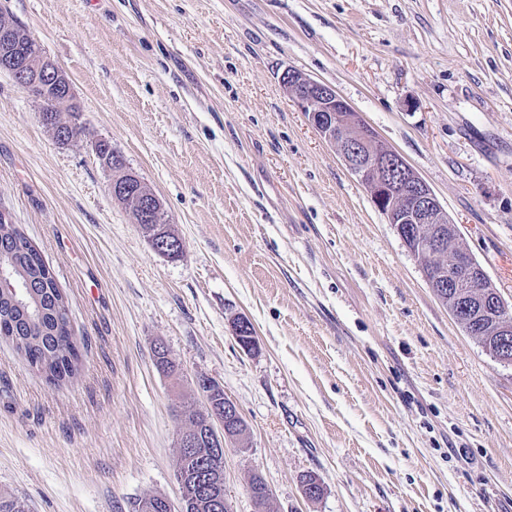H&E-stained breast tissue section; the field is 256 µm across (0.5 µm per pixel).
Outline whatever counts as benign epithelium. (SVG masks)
Instances as JSON below:
<instances>
[{
	"label": "benign epithelium",
	"mask_w": 512,
	"mask_h": 512,
	"mask_svg": "<svg viewBox=\"0 0 512 512\" xmlns=\"http://www.w3.org/2000/svg\"><path fill=\"white\" fill-rule=\"evenodd\" d=\"M17 81L21 86L28 83L52 88L65 104L73 95L67 76L50 58L28 61L25 69L17 73ZM283 83L310 125L336 146L348 171L363 183L372 201L384 209L388 223L396 226L410 252L433 257L447 253L446 232L455 226L418 173L377 136L334 87L292 70L284 74ZM427 281L432 289H456L460 303L451 314L465 327L483 320L494 308H507L482 266L464 249ZM238 416L236 405L226 399L224 406L210 408L209 426L222 425Z\"/></svg>",
	"instance_id": "7a95c632"
}]
</instances>
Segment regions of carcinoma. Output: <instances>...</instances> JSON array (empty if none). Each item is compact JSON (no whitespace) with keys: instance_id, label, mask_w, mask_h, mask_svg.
<instances>
[{"instance_id":"obj_1","label":"carcinoma","mask_w":512,"mask_h":512,"mask_svg":"<svg viewBox=\"0 0 512 512\" xmlns=\"http://www.w3.org/2000/svg\"><path fill=\"white\" fill-rule=\"evenodd\" d=\"M10 50L15 64L21 66L33 52H41L43 48L24 26L17 23L10 40ZM25 92L38 102L42 124L50 129L56 127L60 123V113L55 111V98L42 93L37 86H30ZM66 111L72 117L65 126L66 135L56 136V140L63 144L81 134V126L74 122L79 108L70 104ZM101 154L107 164L119 173V182L129 184L135 190L147 189L138 176L124 171L123 159L112 151L111 145L102 143ZM142 228L150 241L173 234L162 212L153 220L142 223ZM0 242L10 243L12 248L8 256L0 254V265L11 264L15 268L14 275L24 281L28 298L39 304L37 309H26L0 292V336L15 342L29 365L36 367L49 380L59 382L73 377L78 371V349L70 330L66 296L58 288L52 271L37 249L16 225L0 221ZM181 418L193 426L195 439L194 453L179 462L180 475L188 488L183 512H215L214 501L224 495V462H217L212 465L210 474H204L200 462L213 460L212 439L204 426V413L188 403L183 406ZM250 491L257 507L263 509L268 505L270 490L260 475H252ZM0 512H26V508L18 497L0 491ZM134 512H167L165 498L158 495L144 498L134 505Z\"/></svg>"}]
</instances>
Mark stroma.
<instances>
[{"label":"stroma","mask_w":512,"mask_h":512,"mask_svg":"<svg viewBox=\"0 0 512 512\" xmlns=\"http://www.w3.org/2000/svg\"><path fill=\"white\" fill-rule=\"evenodd\" d=\"M0 15L65 71L82 127L58 142L0 71V212L53 271L80 350L53 383L0 339V489L29 512L179 502L178 414L206 409V377L248 424L224 443L231 512H256L254 473L270 512H512V366L453 319L282 83L335 87L512 306V0H0ZM102 141L160 199L178 257L113 197Z\"/></svg>","instance_id":"1"}]
</instances>
